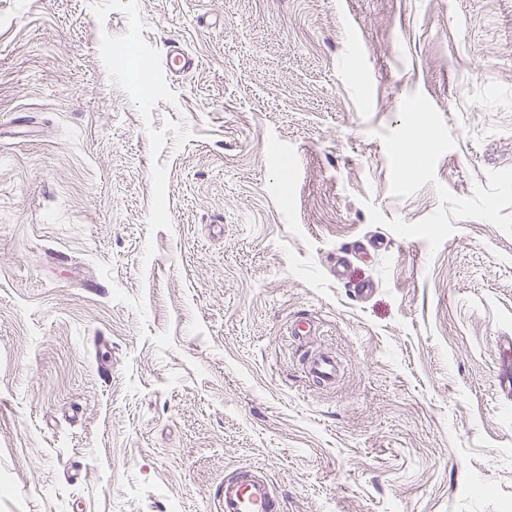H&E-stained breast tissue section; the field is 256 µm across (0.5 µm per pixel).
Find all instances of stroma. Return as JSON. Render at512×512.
Segmentation results:
<instances>
[{"mask_svg": "<svg viewBox=\"0 0 512 512\" xmlns=\"http://www.w3.org/2000/svg\"><path fill=\"white\" fill-rule=\"evenodd\" d=\"M505 337L512 0H0V512H512ZM164 62L175 75L187 73L196 67V60L185 52L179 44L170 43L167 46ZM307 369L320 385H330L336 379V360L333 356L327 354L311 356L308 359ZM214 512H283L278 492L258 471L240 469L224 475L213 493Z\"/></svg>", "mask_w": 512, "mask_h": 512, "instance_id": "1", "label": "stroma"}]
</instances>
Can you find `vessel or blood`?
Segmentation results:
<instances>
[{
    "mask_svg": "<svg viewBox=\"0 0 512 512\" xmlns=\"http://www.w3.org/2000/svg\"><path fill=\"white\" fill-rule=\"evenodd\" d=\"M164 62L176 75L195 68L196 60L179 44H169ZM307 369L312 378L326 386L336 378V360L333 356L319 354L309 358ZM214 512H283L281 499L258 471L241 469L225 474L213 493Z\"/></svg>",
    "mask_w": 512,
    "mask_h": 512,
    "instance_id": "b4317fda",
    "label": "vessel or blood"
}]
</instances>
